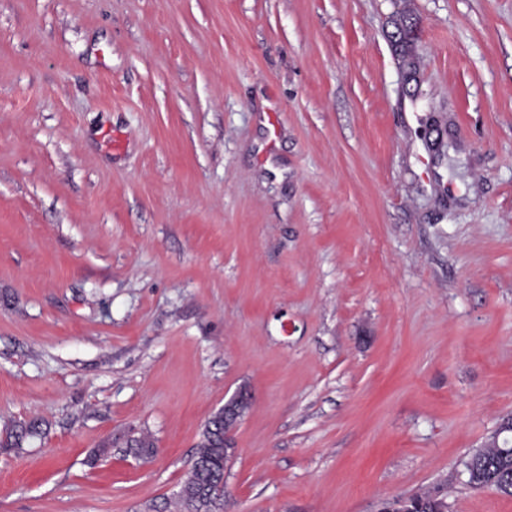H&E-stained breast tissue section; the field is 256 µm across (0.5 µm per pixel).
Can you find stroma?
<instances>
[{"label": "stroma", "mask_w": 512, "mask_h": 512, "mask_svg": "<svg viewBox=\"0 0 512 512\" xmlns=\"http://www.w3.org/2000/svg\"><path fill=\"white\" fill-rule=\"evenodd\" d=\"M242 387L228 512H512V0H0V512H169ZM416 23L414 18L407 15H401L395 23L397 29L396 33L398 35L397 45H400L402 51L415 60L416 55L414 54L413 44L416 38ZM396 33L392 35H396ZM512 431V419L502 431L492 437L480 452L472 454L466 463L469 482L479 489L490 488L501 494L512 496V439L502 437L503 432Z\"/></svg>", "instance_id": "35a3bbf8"}]
</instances>
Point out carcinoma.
Instances as JSON below:
<instances>
[{"instance_id": "obj_1", "label": "carcinoma", "mask_w": 512, "mask_h": 512, "mask_svg": "<svg viewBox=\"0 0 512 512\" xmlns=\"http://www.w3.org/2000/svg\"><path fill=\"white\" fill-rule=\"evenodd\" d=\"M398 45L410 57H415L413 44L416 38L415 19L402 15L396 21ZM37 420L19 423L9 435L7 443L20 447L22 442L38 434ZM127 447L138 457L154 453V442L147 436L127 440ZM232 449L224 447V417L214 413L204 425L202 439L187 475L176 493L178 512H220L224 508L218 491L224 481V458ZM469 482L479 489L490 488L512 496V439L495 435L480 452L472 454L466 463ZM414 512H441L443 503L424 493L414 497Z\"/></svg>"}]
</instances>
